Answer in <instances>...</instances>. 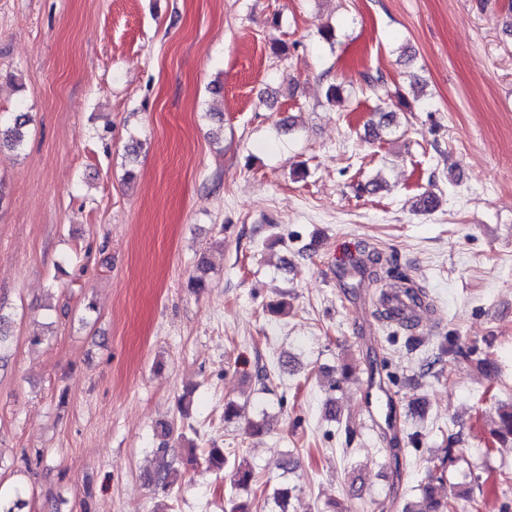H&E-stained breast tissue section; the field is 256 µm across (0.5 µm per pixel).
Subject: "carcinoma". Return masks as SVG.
<instances>
[{"label": "carcinoma", "mask_w": 512, "mask_h": 512, "mask_svg": "<svg viewBox=\"0 0 512 512\" xmlns=\"http://www.w3.org/2000/svg\"><path fill=\"white\" fill-rule=\"evenodd\" d=\"M374 115L377 121L372 123L376 131H390L396 126V112L387 107L376 108ZM30 118L26 114L15 116L14 122L4 129L0 128V138L12 147H20L27 134ZM352 276L357 278V284L365 280L388 279L391 281L396 305L379 303L373 312L374 317L383 322L396 323L404 327H412L414 323L404 318V311L417 312L428 306L426 292L408 276L400 273L383 261L378 253H369L366 259L357 263L352 270ZM497 428L491 431L495 437L512 436V404L499 408ZM184 438V433L178 431L175 421L161 422L156 428L159 443L154 448L156 465L143 472V482L156 490L168 491L178 483L180 471L173 462L167 460L169 440L172 437ZM437 464L426 475L424 481L417 486V499L406 505L404 512H453L454 504L451 499L441 494V486L445 482L448 467L455 465L458 456L452 448H440L436 456ZM207 469L216 473H226L229 477L230 512H255L250 499L240 495L257 483V474L246 461L230 459V452L225 448H211L206 458ZM292 489L282 485L273 489L271 498L278 512H287Z\"/></svg>", "instance_id": "cac0c4a2"}]
</instances>
